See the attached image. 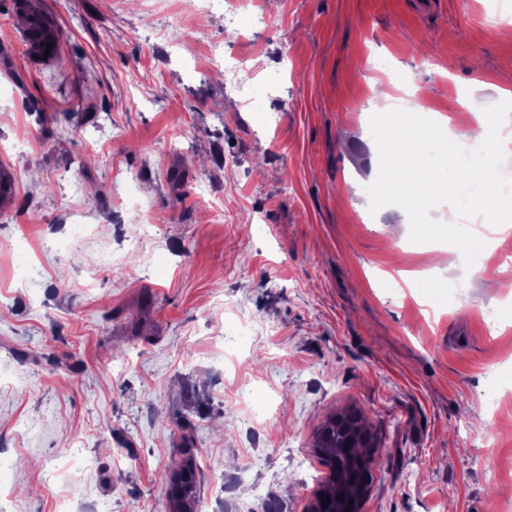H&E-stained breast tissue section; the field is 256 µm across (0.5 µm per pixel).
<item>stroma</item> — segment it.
Masks as SVG:
<instances>
[{
	"instance_id": "obj_1",
	"label": "stroma",
	"mask_w": 512,
	"mask_h": 512,
	"mask_svg": "<svg viewBox=\"0 0 512 512\" xmlns=\"http://www.w3.org/2000/svg\"><path fill=\"white\" fill-rule=\"evenodd\" d=\"M505 7L259 0L266 23L232 28L209 0H0V512H169L158 474L185 456L209 512H304L348 408L374 435L366 512L512 502V380L485 377L512 365V297L484 286L512 279V230L439 272L435 227L481 188L416 213L368 193L375 83L412 74L416 118L466 134L460 95L493 116L512 92ZM22 11L59 55L27 53Z\"/></svg>"
}]
</instances>
